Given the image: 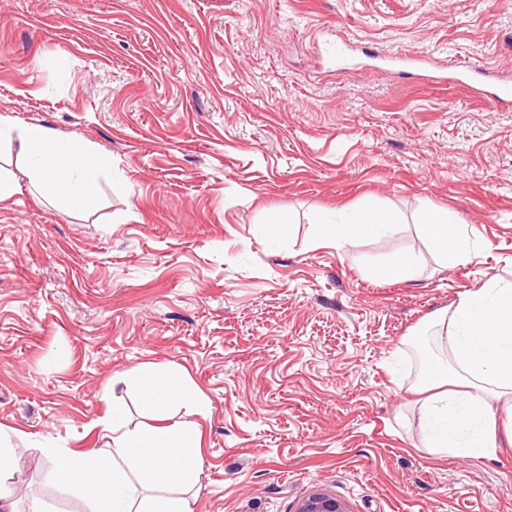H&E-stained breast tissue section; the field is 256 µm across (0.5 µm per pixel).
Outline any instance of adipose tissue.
<instances>
[{
  "label": "adipose tissue",
  "mask_w": 512,
  "mask_h": 512,
  "mask_svg": "<svg viewBox=\"0 0 512 512\" xmlns=\"http://www.w3.org/2000/svg\"><path fill=\"white\" fill-rule=\"evenodd\" d=\"M18 142L31 164L41 198L61 212L79 206L96 177V152L89 146L53 155L52 130L31 123L16 125L0 114V144ZM421 229L452 269L472 257L465 228L428 212ZM446 361L421 379L424 408L448 417L446 433L427 437L424 446L439 456L460 458L479 453L498 456L512 447V431L496 432L499 417L512 421V280L494 277L460 293L438 320ZM91 427L106 444L82 450L43 444L41 452L64 485H75L85 512H193L188 497L203 464L196 428L173 424L121 430L117 415ZM20 458L10 432L0 430V512H17L14 478Z\"/></svg>",
  "instance_id": "ef3b65f1"
}]
</instances>
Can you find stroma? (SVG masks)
<instances>
[{
  "label": "stroma",
  "instance_id": "stroma-1",
  "mask_svg": "<svg viewBox=\"0 0 512 512\" xmlns=\"http://www.w3.org/2000/svg\"><path fill=\"white\" fill-rule=\"evenodd\" d=\"M494 69L512 83V0H0V113L98 153L94 196L39 198L0 169V428L18 512L44 440L98 448L93 420L153 422L144 362L193 385L194 512H512V451L423 449L411 344L458 293L512 272V111L379 59ZM464 225L447 269L419 226ZM392 213L336 248L329 224ZM420 257L402 279L392 255ZM297 512H350L347 505L334 496L316 493L305 499Z\"/></svg>",
  "mask_w": 512,
  "mask_h": 512
}]
</instances>
